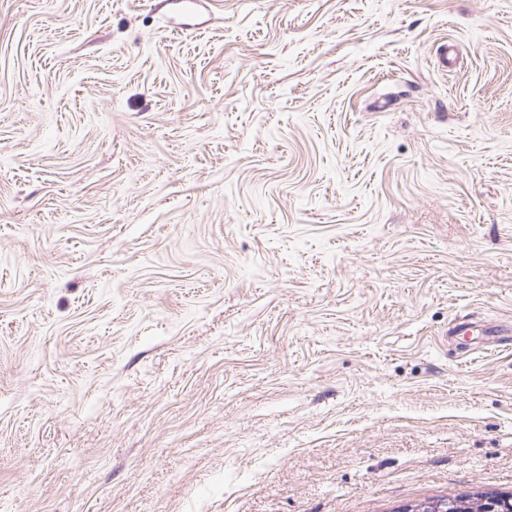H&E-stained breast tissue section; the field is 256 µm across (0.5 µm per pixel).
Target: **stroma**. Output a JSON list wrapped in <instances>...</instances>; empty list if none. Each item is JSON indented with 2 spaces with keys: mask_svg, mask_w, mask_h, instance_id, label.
I'll list each match as a JSON object with an SVG mask.
<instances>
[{
  "mask_svg": "<svg viewBox=\"0 0 512 512\" xmlns=\"http://www.w3.org/2000/svg\"><path fill=\"white\" fill-rule=\"evenodd\" d=\"M512 0H0V512L512 494Z\"/></svg>",
  "mask_w": 512,
  "mask_h": 512,
  "instance_id": "1",
  "label": "stroma"
}]
</instances>
